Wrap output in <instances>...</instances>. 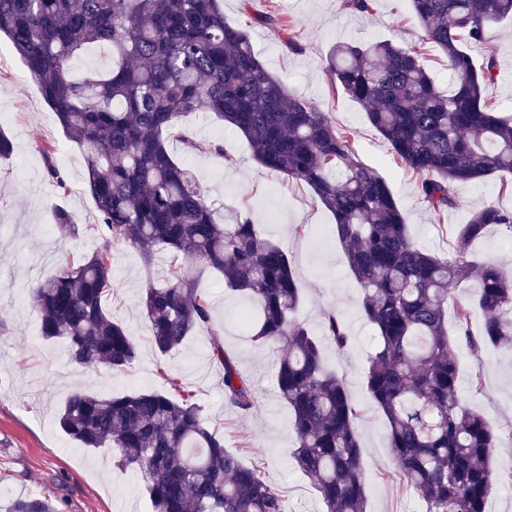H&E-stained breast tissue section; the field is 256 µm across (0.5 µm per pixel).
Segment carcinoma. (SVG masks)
Here are the masks:
<instances>
[{"label":"carcinoma","instance_id":"obj_1","mask_svg":"<svg viewBox=\"0 0 512 512\" xmlns=\"http://www.w3.org/2000/svg\"><path fill=\"white\" fill-rule=\"evenodd\" d=\"M427 43L448 61L453 84H435L422 48L392 40L341 42L326 72L365 111L394 158L418 177L426 207L460 206L459 187L512 174V114L490 101L498 75L492 56L477 64L468 45L512 18V0H410ZM5 36L40 85L65 136L87 157V185L100 246L29 289L41 333L65 344L69 361L123 373L138 349L112 318V243L136 249L145 266L172 254L166 279L148 281L142 299L150 342L165 355L199 332L216 335L211 303L187 267L209 270L255 307L245 329L284 348L276 368L287 405L294 458L326 512H367L362 454L353 427L361 413L329 370L324 344H348L344 323L325 316L322 334L296 317L303 294L286 252L238 215L216 219L199 182L174 158L169 139L188 112L232 126L264 169L307 184L334 218L336 240L362 291V313L377 333L366 387L387 422L390 448L406 485L427 512H486L496 435L458 393L459 339L448 336V306L465 329L469 304L456 288L472 276L465 249L491 226L512 235V212L493 204L471 213L453 253L418 247L391 188L360 162L350 133L316 103L288 91L255 53L248 32L224 21L219 0H0ZM104 45L111 64L76 77L70 62ZM40 153L56 188L68 186ZM482 340L512 350V275L496 265L478 275ZM224 400L250 411L251 380L220 345ZM60 429L83 448H113L116 463L141 472L153 512H286L259 465L224 446L201 406L167 391H75ZM8 512H56L25 496Z\"/></svg>","mask_w":512,"mask_h":512}]
</instances>
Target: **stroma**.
Masks as SVG:
<instances>
[{
	"label": "stroma",
	"mask_w": 512,
	"mask_h": 512,
	"mask_svg": "<svg viewBox=\"0 0 512 512\" xmlns=\"http://www.w3.org/2000/svg\"><path fill=\"white\" fill-rule=\"evenodd\" d=\"M226 22L245 28L263 64L294 93L328 112L335 124L350 130L361 160L389 183L415 242L444 256L451 250L458 225L487 204L512 210V190L500 189L492 177L460 187L463 207L443 216L421 202L416 177L394 161L389 144L367 121L360 105L333 90L326 58L339 42L391 39L417 45L423 32L408 0H375L368 13L343 9L341 0H221ZM271 14L292 25L302 48L292 52L282 34L259 24ZM0 130L14 142L11 156L0 158V512L11 499L43 495L58 512H152L142 492L139 471L122 470L113 453L73 442L57 424V414L77 389L96 393L165 390L200 404L209 425L224 435L225 446L245 464L264 467L277 485L287 512H325L322 500L294 457L290 414L279 399L274 367L281 348L262 345L240 328L239 299L221 280L204 275L201 290L213 308L216 335L197 333L179 349L163 355L149 343V328L140 315L147 280L161 281L171 256L159 252L151 268L125 243L112 246V295L106 307L135 338L138 356L126 372L100 365L71 364L61 341L42 337L40 319L27 302L37 281L57 274L70 261L93 253L99 241L82 233L72 236L57 226L63 209L77 224L97 223L98 212L87 189L84 150L66 138L39 85L8 40L0 41ZM186 133L202 142H220L219 153H186L171 140V153L191 171L207 197L225 212L256 224L262 237L287 252L303 291L297 313L313 332L324 317L342 320L349 343L344 349L326 344L327 366L341 377L361 413L354 422L362 456L368 512H426L425 503L404 483L388 446L386 420L372 402L364 377L376 337L360 311L362 293L350 273L345 252L330 233L332 215L305 184L261 168L235 130L203 112L182 120ZM55 143L54 163L69 190L50 182L39 152ZM473 268L486 264L512 267V239L492 228L474 243L468 256ZM221 343L252 381L257 401L241 413L224 400L222 370L212 357ZM459 395L479 411L497 434L496 469L486 512H512V352L489 344L471 351L460 345Z\"/></svg>",
	"instance_id": "obj_1"
}]
</instances>
